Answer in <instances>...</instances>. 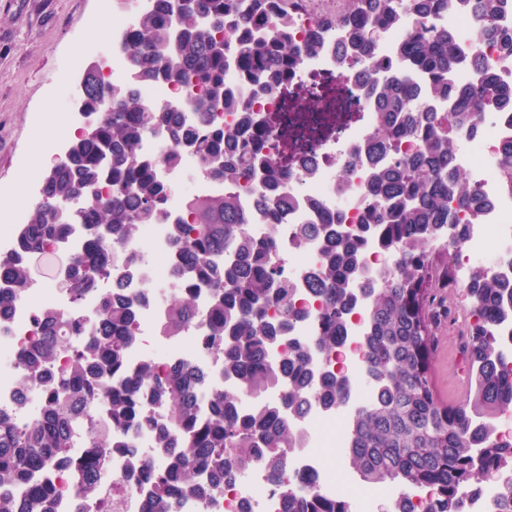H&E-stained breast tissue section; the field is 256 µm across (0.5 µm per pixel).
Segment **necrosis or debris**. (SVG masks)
Segmentation results:
<instances>
[{
  "instance_id": "obj_1",
  "label": "necrosis or debris",
  "mask_w": 512,
  "mask_h": 512,
  "mask_svg": "<svg viewBox=\"0 0 512 512\" xmlns=\"http://www.w3.org/2000/svg\"><path fill=\"white\" fill-rule=\"evenodd\" d=\"M156 0H112L103 5L102 17L111 24L112 54L105 70L106 86H116L130 81L126 47L135 33L139 14L149 12ZM438 25L455 31L460 43L469 51L494 60L502 84L512 85V59L500 58L495 47L480 40L475 32V23L465 13L450 12L438 18ZM346 95L344 106L359 112V124L345 127L341 135L330 143H312L308 150L317 163L314 178L292 177L283 184L284 193L295 198L296 206L282 220L276 230L277 258L284 264V273L295 284L293 296L296 307H307L310 298L305 276L318 269L322 263V247L318 241L299 240L297 230L304 224L321 223L327 216L341 214L345 228H352L364 214L361 185L363 167L351 172L347 183H340V162L355 146L363 143L374 123L372 112L363 110L362 95L352 77L343 79ZM512 139V117L502 116L484 120L479 136L461 141L457 164L470 181L478 185L483 193L494 199L495 205L469 227L464 242L453 247L452 255L460 275H467L475 260L488 259L490 267L502 278L512 277V195L501 193L496 168V157L500 145ZM146 154L159 159L158 177L168 186L165 222L142 225L138 237L124 249L125 260L139 267L136 287L145 289L158 284L169 285L168 298H156L140 308L137 315L139 329L138 344L129 349L126 357L128 368L134 369L143 363H151L158 370L185 363L205 372L215 388H230V381L222 376L223 358L207 345L200 325L210 316V295L201 289L195 293L196 322L174 337L162 335L161 326L169 307V297L177 296L171 286L172 242L170 224L180 221L185 215L184 202L193 196L237 193L240 203L250 214L246 226L248 234L256 239L266 238L268 220L254 204L250 191H234L232 185L207 175L198 158L181 155L172 165L162 163L166 151L164 138L148 135L143 143ZM86 244L83 229L70 227L61 238L46 246L40 253L46 263L41 277L32 279L26 292L13 305L11 317L0 325V413L13 419L16 425L41 414L44 394L35 390L20 396L18 380L22 363L35 345L40 329L35 322L36 310L53 307L69 315L79 324H87L100 308L102 297L109 294L110 280L98 278L86 290L79 305H72L59 283L70 267L72 257L82 251ZM369 303L359 300L347 326L346 341L338 354L332 355L329 366L333 371L349 375L348 397L334 410H325L313 404L302 417L292 419L291 425L301 444L288 453V472L299 482L311 485L322 495L336 493V470L339 461H327L325 449L341 453L345 448L351 416L369 403L375 396L373 386L364 378L358 348L366 334V319ZM114 447L106 456L102 467V488L98 503L88 502L69 487V466L57 468L56 483L63 489L57 498L56 512H97L99 504H108L112 512H142V494L136 474L121 446L135 442L138 448L152 447L154 436L148 431L135 434L116 431L112 434ZM176 512H285V503L267 472L258 466L241 477L224 481L213 488L206 499L184 497L177 501Z\"/></svg>"
}]
</instances>
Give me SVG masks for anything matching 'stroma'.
Listing matches in <instances>:
<instances>
[{"instance_id": "stroma-1", "label": "stroma", "mask_w": 512, "mask_h": 512, "mask_svg": "<svg viewBox=\"0 0 512 512\" xmlns=\"http://www.w3.org/2000/svg\"><path fill=\"white\" fill-rule=\"evenodd\" d=\"M98 10V0H0V200L12 198L25 208L36 201L38 186L24 195L13 189L21 173L38 166L41 151L55 149L54 143L40 142L38 133L47 127L48 113L67 109L57 78L84 44L100 40V29L89 22ZM431 259L459 322L437 328L430 367L437 395L457 403L469 396L456 356L469 301L444 249L434 248Z\"/></svg>"}]
</instances>
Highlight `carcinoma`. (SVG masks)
<instances>
[{
    "instance_id": "1",
    "label": "carcinoma",
    "mask_w": 512,
    "mask_h": 512,
    "mask_svg": "<svg viewBox=\"0 0 512 512\" xmlns=\"http://www.w3.org/2000/svg\"><path fill=\"white\" fill-rule=\"evenodd\" d=\"M298 2L157 0L152 12L138 18L127 46L132 81L112 89V111L105 110L99 66L84 72L80 104L88 126L44 172L38 201L16 225L14 237L24 253H0L2 314L30 286L29 255L70 225L91 228L66 276L70 300L77 303L95 276L134 280L133 263L122 261L120 251L137 238L141 225L157 222L163 213L166 190L158 162L142 154L147 135L169 141L165 163L191 153L232 185L252 175L260 183L258 204L271 221L266 239L247 235L250 217L234 194L190 199L192 222L173 225L180 295L168 309L166 335H179L191 322V289H208L212 312L204 334L224 355V377L253 395L279 386L283 405L243 414L238 392L220 389L208 395L202 418L190 388L205 375L185 364L171 366L162 377L150 364L125 371V350L137 342V288L103 298L83 348L63 366L57 363L60 351L80 326L41 309L37 320L44 338L25 359L20 385L43 386L46 405L41 417L22 427L0 418V512H55L59 491L51 475L65 461L73 429L99 408L107 411V425L90 430L92 448L112 447L114 427L155 429V447L166 459L163 470L127 444L132 466L140 470L145 512H173L174 500L202 491L204 480L219 483L256 464L267 468L288 512H349L347 498L317 495L288 475L284 457L298 438L282 408L304 414L310 387L327 405L345 400L344 377L315 369L313 356L330 357L339 349L360 295L370 302L360 356L380 396L350 421L346 456L352 467L368 484L430 491L424 512H464V491H479L501 477L491 512H512V439L496 435L493 421L512 406V370L499 367L494 333L495 323L512 321V284L481 265L470 271L464 288L475 320L460 335V349L473 396L452 406L434 393L430 320L455 314L445 297L424 287L429 248L460 244L469 224L491 206L456 163L458 135H476L486 113H512V86L500 84L495 62L466 55L436 20L455 9L467 11L478 34L510 58L512 28L498 24L508 0H346L341 14L318 17L299 42L288 33L290 4ZM407 15L416 25L395 56L377 59L373 33ZM332 26L345 35L336 46L338 74L360 68L363 102L375 113L364 144L341 163L344 172L357 162L366 166L370 206L352 232L341 229L339 215L302 229L303 238L323 241L322 265L306 277L321 329L312 343L289 346L288 361L270 370V346L304 311L293 306L295 286L273 259L277 223L292 205L280 192L291 176L289 161L263 153L254 105L292 87L290 75L327 48L322 32ZM233 64L243 68L247 96L224 82ZM460 67L472 72L465 87L450 82ZM157 81L203 88L198 96L190 94L196 124H185L177 108L142 105L138 86ZM444 100L448 111H437ZM220 108L242 113V124L234 130L211 124V113ZM401 141L409 143L408 151L400 150ZM496 164L503 190L512 194V141L502 146ZM371 246L392 257L375 274L366 270ZM147 399L166 407V421L144 418ZM100 477L101 459L88 457L78 464L73 487L93 496Z\"/></svg>"
}]
</instances>
